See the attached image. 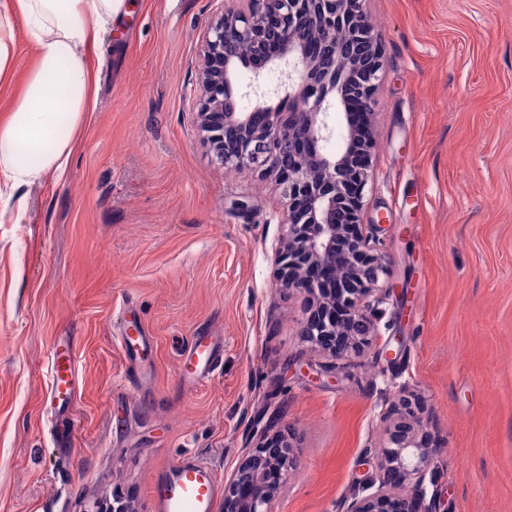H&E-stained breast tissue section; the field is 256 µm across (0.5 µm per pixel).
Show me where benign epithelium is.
Masks as SVG:
<instances>
[{
    "mask_svg": "<svg viewBox=\"0 0 512 512\" xmlns=\"http://www.w3.org/2000/svg\"><path fill=\"white\" fill-rule=\"evenodd\" d=\"M281 66L285 95L241 111L237 70L248 67L258 79ZM383 73V47L364 0H223L201 32L197 130L223 167L279 190L277 282L306 295L300 336L331 356L334 371L357 364L379 339L380 304L390 290L380 284L381 225L363 222ZM333 109L341 116L335 127ZM382 423V475L360 482L344 512H433L425 480L445 446L405 395ZM293 436L290 429L254 431L225 480L223 512H271L298 466Z\"/></svg>",
    "mask_w": 512,
    "mask_h": 512,
    "instance_id": "1",
    "label": "benign epithelium"
}]
</instances>
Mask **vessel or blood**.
Returning a JSON list of instances; mask_svg holds the SVG:
<instances>
[{
  "label": "vessel or blood",
  "mask_w": 512,
  "mask_h": 512,
  "mask_svg": "<svg viewBox=\"0 0 512 512\" xmlns=\"http://www.w3.org/2000/svg\"><path fill=\"white\" fill-rule=\"evenodd\" d=\"M117 342L124 360L126 381L142 385L149 380L156 362L154 341L143 332L135 315H128ZM224 358V339L208 330H197L179 358L181 383L194 389L210 382ZM77 386V361L72 346H56L51 354L49 402L56 407L71 406ZM76 420H57L51 435L60 462H67L75 447ZM152 512H218L224 501V484L216 469L185 454L163 466L151 482Z\"/></svg>",
  "instance_id": "obj_1"
}]
</instances>
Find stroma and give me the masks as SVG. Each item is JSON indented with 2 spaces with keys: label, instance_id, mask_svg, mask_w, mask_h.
Returning <instances> with one entry per match:
<instances>
[{
  "label": "stroma",
  "instance_id": "1",
  "mask_svg": "<svg viewBox=\"0 0 512 512\" xmlns=\"http://www.w3.org/2000/svg\"><path fill=\"white\" fill-rule=\"evenodd\" d=\"M102 36L92 102L62 177L0 200V512H152L153 475L184 452L219 474L253 425L291 426L299 468L273 512H341L378 475L371 446L399 394L447 455L437 512H512V0H366L384 48L375 94L380 339L330 377L279 288L271 181L227 173L193 122L201 28L220 0H126ZM132 304L156 341L141 391L114 338ZM224 368L195 390V328ZM400 336L396 359L379 354ZM78 357L76 450L55 461L50 352ZM224 358V338L207 329H197L179 358L181 384L196 389L210 382Z\"/></svg>",
  "mask_w": 512,
  "mask_h": 512
}]
</instances>
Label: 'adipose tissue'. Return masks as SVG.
<instances>
[{
    "label": "adipose tissue",
    "mask_w": 512,
    "mask_h": 512,
    "mask_svg": "<svg viewBox=\"0 0 512 512\" xmlns=\"http://www.w3.org/2000/svg\"><path fill=\"white\" fill-rule=\"evenodd\" d=\"M125 0H0V78L15 70L13 35L36 50L23 91L0 123V196L63 174L94 85L99 39Z\"/></svg>",
    "instance_id": "obj_1"
}]
</instances>
